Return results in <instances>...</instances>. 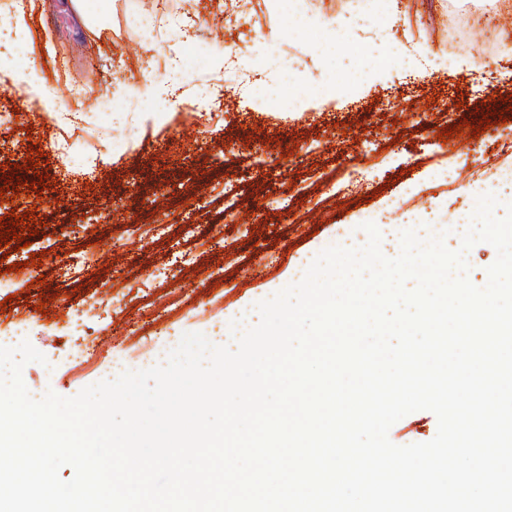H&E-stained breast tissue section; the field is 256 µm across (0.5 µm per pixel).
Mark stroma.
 Here are the masks:
<instances>
[{
  "mask_svg": "<svg viewBox=\"0 0 512 512\" xmlns=\"http://www.w3.org/2000/svg\"><path fill=\"white\" fill-rule=\"evenodd\" d=\"M307 23L288 0H0V14L24 13L16 65L31 69L69 121L33 117L27 96L0 72V141L25 155L42 150L48 165L22 172L16 205L43 220L30 247L0 246V325L27 319L24 333L45 358L27 364L33 396L71 397L106 379L114 364L150 366L187 333L223 335L224 321L270 285L288 284L313 250L362 243L366 222L443 227L471 216L478 195L492 192L504 215L512 192L496 187L489 134L437 137L447 123L478 124L483 114L512 109L484 81L461 88L462 58L487 52L484 17L507 18L491 77L512 76V5L495 0H310ZM190 14L191 31L166 25L141 39L144 15ZM232 60L264 76L235 88L228 105L216 93L233 81ZM292 72L336 96L315 109L286 101L278 81ZM180 79L179 102L130 94L150 78ZM96 82L104 104L80 98ZM433 126L414 130L412 116ZM291 155L284 169L256 165L244 142ZM69 143V161L57 146ZM107 163H99V156ZM457 167L460 184L438 179ZM205 190L181 192L190 173ZM44 175L42 193L30 190ZM140 229L128 234L130 221ZM95 241L90 266L59 262L30 288L10 262L43 247L71 252ZM45 304L37 312L36 304ZM436 416L410 413L389 431L398 445L427 442Z\"/></svg>",
  "mask_w": 512,
  "mask_h": 512,
  "instance_id": "35a3bbf8",
  "label": "stroma"
}]
</instances>
